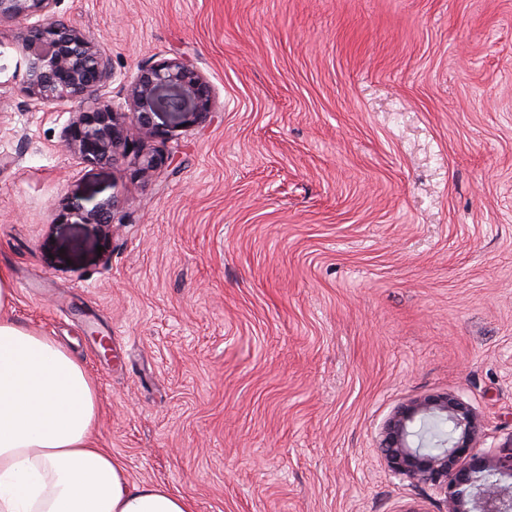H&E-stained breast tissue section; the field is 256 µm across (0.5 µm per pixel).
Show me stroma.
Wrapping results in <instances>:
<instances>
[{"label":"stroma","instance_id":"35a3bbf8","mask_svg":"<svg viewBox=\"0 0 512 512\" xmlns=\"http://www.w3.org/2000/svg\"><path fill=\"white\" fill-rule=\"evenodd\" d=\"M125 106L170 58L214 109L88 165L0 24V268L67 346L95 440L194 512H444L384 422L452 392L512 437V0H60ZM116 196L111 227L66 197Z\"/></svg>","mask_w":512,"mask_h":512}]
</instances>
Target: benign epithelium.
<instances>
[{
	"label": "benign epithelium",
	"instance_id": "obj_1",
	"mask_svg": "<svg viewBox=\"0 0 512 512\" xmlns=\"http://www.w3.org/2000/svg\"><path fill=\"white\" fill-rule=\"evenodd\" d=\"M59 0H0V22L36 19L24 40V88L34 101L69 103L77 110L66 141L87 164L134 154L139 170L154 171L168 158L141 151L142 136L165 137L154 117L165 112L196 121L213 109L210 84L192 66L172 58L140 67L129 87L128 112L105 96L112 77L98 38L69 26L57 14ZM111 196L96 202L73 197L66 215L85 224H112ZM444 420L448 441L429 449L419 426ZM486 441L475 409L448 392L426 395L398 407L382 429L380 448L398 477L430 486L444 496L445 512H512V443L509 451L479 457L473 449Z\"/></svg>",
	"mask_w": 512,
	"mask_h": 512
}]
</instances>
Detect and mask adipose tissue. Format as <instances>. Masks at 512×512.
<instances>
[{"label": "adipose tissue", "mask_w": 512, "mask_h": 512, "mask_svg": "<svg viewBox=\"0 0 512 512\" xmlns=\"http://www.w3.org/2000/svg\"><path fill=\"white\" fill-rule=\"evenodd\" d=\"M14 297L0 269V512H192L96 446L97 393L81 361L17 323Z\"/></svg>", "instance_id": "ef3b65f1"}]
</instances>
